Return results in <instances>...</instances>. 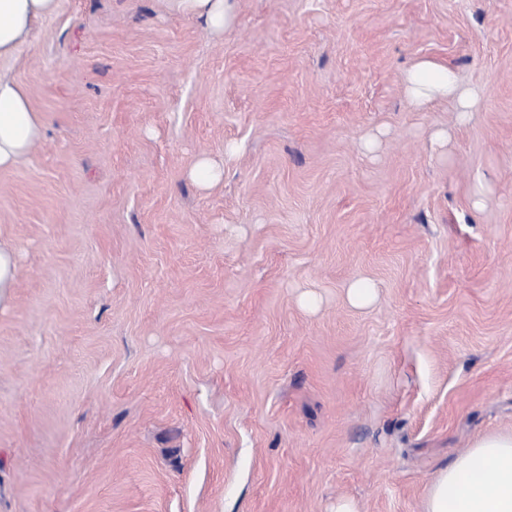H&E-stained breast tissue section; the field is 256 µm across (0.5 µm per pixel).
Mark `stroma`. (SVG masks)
I'll return each mask as SVG.
<instances>
[{"label":"stroma","instance_id":"obj_1","mask_svg":"<svg viewBox=\"0 0 512 512\" xmlns=\"http://www.w3.org/2000/svg\"><path fill=\"white\" fill-rule=\"evenodd\" d=\"M420 59L467 124L406 101ZM0 73L45 118L0 170V512H422L512 432V0H239L221 34L59 0ZM404 92L416 107H423L437 99H452L462 120L479 103L477 91L462 86L448 66L432 59H422L412 65L404 78ZM194 180L203 188H209L222 181L224 169L207 157H201L191 171ZM17 275L18 264L14 249L0 243V303L15 288ZM377 288L367 281H357L347 289L348 301L357 307L369 306L376 298Z\"/></svg>","mask_w":512,"mask_h":512}]
</instances>
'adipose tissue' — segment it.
<instances>
[{
    "mask_svg": "<svg viewBox=\"0 0 512 512\" xmlns=\"http://www.w3.org/2000/svg\"><path fill=\"white\" fill-rule=\"evenodd\" d=\"M179 11L203 20L213 31L235 22L238 0H175ZM58 0H0V58L11 55L30 34L33 24L53 14ZM410 103L422 107L437 99H452L460 118L479 103V94L462 86L448 66L422 59L404 78ZM45 126L28 89L0 76V170L27 159L41 140ZM423 512H512V434L475 438L470 448L430 479Z\"/></svg>",
    "mask_w": 512,
    "mask_h": 512,
    "instance_id": "obj_1",
    "label": "adipose tissue"
}]
</instances>
